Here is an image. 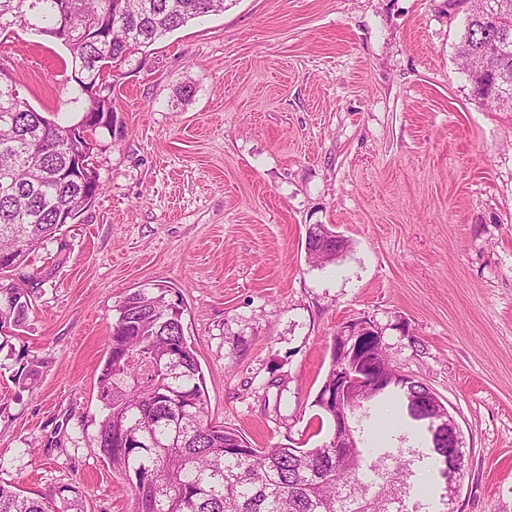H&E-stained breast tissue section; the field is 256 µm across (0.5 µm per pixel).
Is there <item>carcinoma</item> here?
I'll return each mask as SVG.
<instances>
[{"label":"carcinoma","instance_id":"cac0c4a2","mask_svg":"<svg viewBox=\"0 0 512 512\" xmlns=\"http://www.w3.org/2000/svg\"><path fill=\"white\" fill-rule=\"evenodd\" d=\"M494 0H473L459 56L476 96L512 111V0L498 21ZM224 11V0H0V36L15 27L58 40L68 52L76 121L60 124L36 111L13 80L0 79V330L26 324L50 271L27 270L37 249L55 243L66 259L61 215L100 190L79 180L78 160L98 146L97 131L113 132L112 87L99 64L118 65L129 50L153 43L189 21ZM324 224L308 228L310 258L336 259V240ZM181 302L144 288L117 304L106 357L97 378L103 414L96 445L133 488L136 512H435V464L419 447H398L417 430L404 394L349 397L353 446L250 448L241 434L209 417L203 375L185 340ZM395 398L406 411L388 429L373 409ZM453 439L435 436L433 451L452 463ZM0 512H84L70 484L38 498L0 484Z\"/></svg>","mask_w":512,"mask_h":512}]
</instances>
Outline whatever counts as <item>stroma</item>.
Listing matches in <instances>:
<instances>
[{"instance_id": "obj_1", "label": "stroma", "mask_w": 512, "mask_h": 512, "mask_svg": "<svg viewBox=\"0 0 512 512\" xmlns=\"http://www.w3.org/2000/svg\"><path fill=\"white\" fill-rule=\"evenodd\" d=\"M466 23L448 0H225L113 67L100 193L64 264L31 254L55 273L0 351V482L134 512L96 447L97 377L119 300L171 287L209 415L246 445L328 440V346L366 318L460 427L462 512H512V112L474 96ZM66 55L0 37V69L60 123ZM313 224L346 240L335 262L308 260Z\"/></svg>"}]
</instances>
